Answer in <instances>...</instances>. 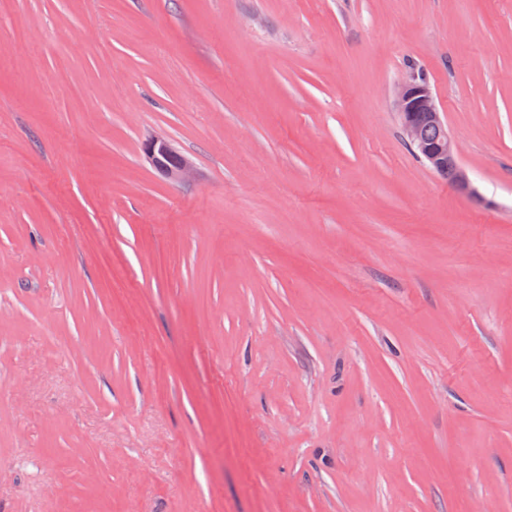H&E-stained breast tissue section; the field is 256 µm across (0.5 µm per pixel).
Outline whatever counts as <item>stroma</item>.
I'll use <instances>...</instances> for the list:
<instances>
[{
    "mask_svg": "<svg viewBox=\"0 0 512 512\" xmlns=\"http://www.w3.org/2000/svg\"><path fill=\"white\" fill-rule=\"evenodd\" d=\"M0 512H512V0H0ZM422 80L414 71H410L398 86L396 108L401 134L431 169L435 172L448 170L452 185L459 192L470 193L473 188L467 173L459 164L456 143L441 118L430 84ZM427 127H433L437 136L435 130L427 129L425 136L428 139L425 138L423 133ZM448 172L441 175L451 182ZM143 152L152 166L174 181H184L193 174V165L172 145L160 138H150L144 143Z\"/></svg>",
    "mask_w": 512,
    "mask_h": 512,
    "instance_id": "1",
    "label": "stroma"
}]
</instances>
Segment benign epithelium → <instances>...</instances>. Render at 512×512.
Wrapping results in <instances>:
<instances>
[{
	"mask_svg": "<svg viewBox=\"0 0 512 512\" xmlns=\"http://www.w3.org/2000/svg\"><path fill=\"white\" fill-rule=\"evenodd\" d=\"M396 108L401 134L418 157L436 172L447 171L452 176V185L460 192L473 191L467 173L459 164L458 150L448 132L430 84L409 72L396 93ZM432 127L437 131L433 139L424 137V130ZM143 152L152 166L174 181H184L193 174V165L172 145L160 138H151L144 143Z\"/></svg>",
	"mask_w": 512,
	"mask_h": 512,
	"instance_id": "1",
	"label": "benign epithelium"
}]
</instances>
